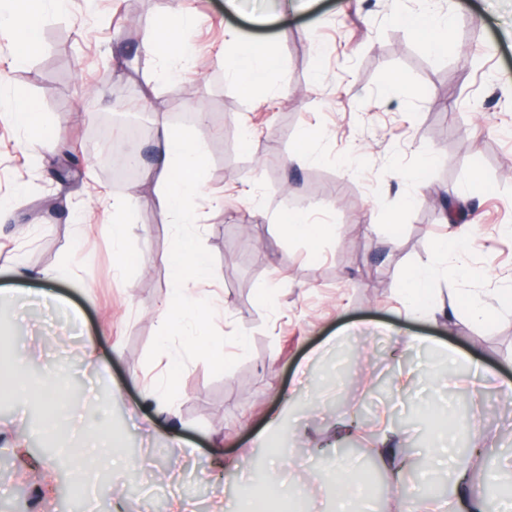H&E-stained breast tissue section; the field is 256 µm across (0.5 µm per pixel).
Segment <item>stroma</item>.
I'll list each match as a JSON object with an SVG mask.
<instances>
[{"mask_svg": "<svg viewBox=\"0 0 512 512\" xmlns=\"http://www.w3.org/2000/svg\"><path fill=\"white\" fill-rule=\"evenodd\" d=\"M68 0L42 19L41 45L12 63L0 31V102L23 89L52 129L38 140L0 120V357L19 363L25 388L70 369L68 426L44 423L36 399L0 400V512H335L336 482L363 487L347 512H412L418 482L394 480L375 454L346 451L336 429L363 416L353 440L370 449L387 429L395 454L423 465L440 499L458 494L460 440L512 454V315L479 323L453 308L457 276L435 244L446 206H462L472 238L464 257L512 278V0H312L301 12L273 0ZM446 16L452 50L427 52L394 20L424 5ZM189 27L181 76L161 79L144 48L168 9ZM272 42L282 68L243 96L218 64L225 32ZM152 114L137 179L113 181L91 137L119 111ZM190 113L210 167L196 202L214 275L199 284L224 333L245 330L249 353L211 376L189 362L179 394L155 385L147 362L158 313L173 287L171 226L159 199L162 134ZM313 139L295 157L304 133ZM436 164L419 183L396 178ZM411 204L399 226L390 215ZM290 211L336 227L318 248L281 228ZM125 222L127 264L113 266L103 225ZM425 261L435 279L431 318L400 314V273ZM51 278H42V271ZM95 341L108 368L85 356ZM456 350L458 361L448 359ZM307 373H300L302 363ZM108 412L122 443L82 467L86 425ZM286 412L292 458L273 462L260 435ZM453 425L445 450L434 426ZM407 492H397V484Z\"/></svg>", "mask_w": 512, "mask_h": 512, "instance_id": "35a3bbf8", "label": "stroma"}]
</instances>
